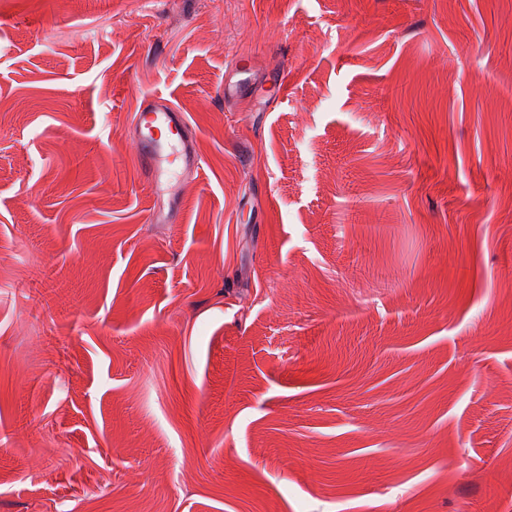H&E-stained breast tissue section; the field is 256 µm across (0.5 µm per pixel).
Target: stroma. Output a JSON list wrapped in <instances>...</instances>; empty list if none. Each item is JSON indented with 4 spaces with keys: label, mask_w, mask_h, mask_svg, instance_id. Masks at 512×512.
Listing matches in <instances>:
<instances>
[{
    "label": "stroma",
    "mask_w": 512,
    "mask_h": 512,
    "mask_svg": "<svg viewBox=\"0 0 512 512\" xmlns=\"http://www.w3.org/2000/svg\"><path fill=\"white\" fill-rule=\"evenodd\" d=\"M0 512H512V0H0ZM240 74H246V77L231 81L224 80V96L225 98L234 97L237 95L252 94L263 88V80L254 78L252 68L245 71H239ZM167 133L176 135V139ZM132 138L139 152L140 176L155 192L164 190L172 166L182 172L196 171L200 166L185 115L161 95H152L141 104Z\"/></svg>",
    "instance_id": "35a3bbf8"
}]
</instances>
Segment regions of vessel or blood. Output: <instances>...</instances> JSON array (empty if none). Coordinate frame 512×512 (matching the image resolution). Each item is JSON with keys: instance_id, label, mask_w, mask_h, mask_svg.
I'll use <instances>...</instances> for the list:
<instances>
[{"instance_id": "b4317fda", "label": "vessel or blood", "mask_w": 512, "mask_h": 512, "mask_svg": "<svg viewBox=\"0 0 512 512\" xmlns=\"http://www.w3.org/2000/svg\"><path fill=\"white\" fill-rule=\"evenodd\" d=\"M132 138L139 152L140 175L153 190H163L171 167L187 172L200 166L185 115L163 96H150L141 104Z\"/></svg>"}]
</instances>
